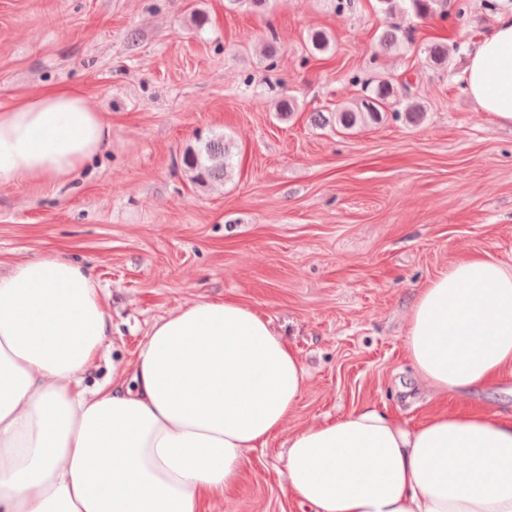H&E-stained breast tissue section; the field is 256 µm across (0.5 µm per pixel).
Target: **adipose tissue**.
I'll use <instances>...</instances> for the list:
<instances>
[{
  "instance_id": "1",
  "label": "adipose tissue",
  "mask_w": 512,
  "mask_h": 512,
  "mask_svg": "<svg viewBox=\"0 0 512 512\" xmlns=\"http://www.w3.org/2000/svg\"><path fill=\"white\" fill-rule=\"evenodd\" d=\"M467 92L512 126V11L469 54ZM111 124L77 88L0 109V185L92 161ZM108 323L90 270L55 251L0 275V512H201L238 485L304 389L294 352L253 308L195 302L156 321L132 385L81 376ZM406 354L433 395L512 367V265L452 262L419 289ZM285 481L312 512H512V414L442 411L409 426L361 406L296 431Z\"/></svg>"
}]
</instances>
